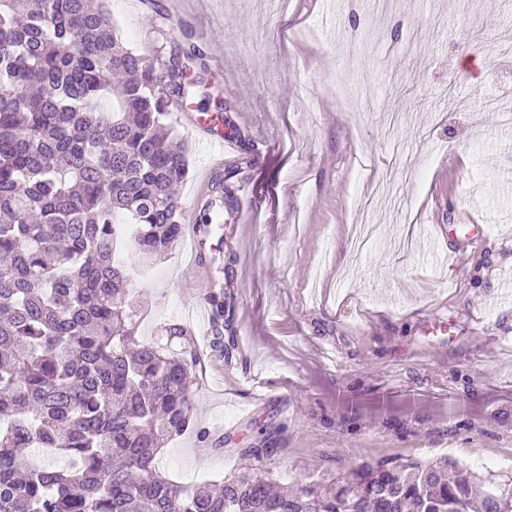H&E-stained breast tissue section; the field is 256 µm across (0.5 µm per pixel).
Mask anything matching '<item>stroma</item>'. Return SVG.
Returning a JSON list of instances; mask_svg holds the SVG:
<instances>
[{
	"label": "stroma",
	"instance_id": "obj_1",
	"mask_svg": "<svg viewBox=\"0 0 512 512\" xmlns=\"http://www.w3.org/2000/svg\"><path fill=\"white\" fill-rule=\"evenodd\" d=\"M163 2L239 144L223 157L173 113L183 207L218 160L244 171L200 248L215 287L180 245L130 286L142 339L218 297L232 311L229 353L193 336L196 427L161 470L223 481L280 424L261 467L291 489L444 456L512 478V0ZM107 8L126 46L162 45L144 0ZM283 425L276 427L265 428V431L261 433L263 438L259 441V444H254L250 448L242 449L241 455L243 457L253 459L257 463H261L265 457L270 456L277 448H273L276 443L275 436L283 432Z\"/></svg>",
	"mask_w": 512,
	"mask_h": 512
}]
</instances>
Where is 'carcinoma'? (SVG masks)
I'll use <instances>...</instances> for the list:
<instances>
[{
	"mask_svg": "<svg viewBox=\"0 0 512 512\" xmlns=\"http://www.w3.org/2000/svg\"><path fill=\"white\" fill-rule=\"evenodd\" d=\"M105 2L0 0V512H512V480L446 457L294 493L259 470L194 489L163 475L161 444L195 425L198 355L181 323L136 335L130 270L183 235L187 150L159 129L208 74L195 45L125 47ZM239 174L211 183L230 209ZM284 429L241 455L262 462Z\"/></svg>",
	"mask_w": 512,
	"mask_h": 512,
	"instance_id": "carcinoma-1",
	"label": "carcinoma"
}]
</instances>
